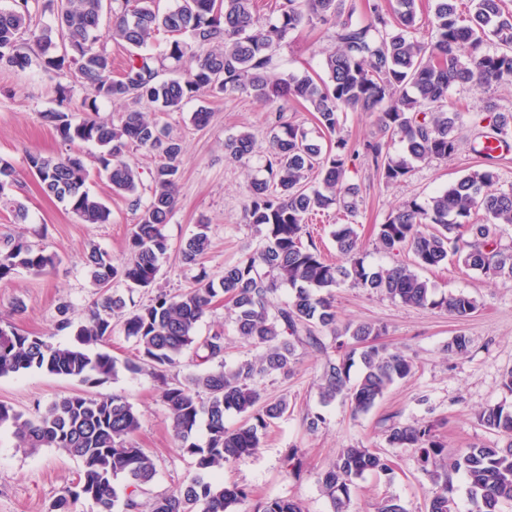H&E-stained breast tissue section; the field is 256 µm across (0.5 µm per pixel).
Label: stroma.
Masks as SVG:
<instances>
[{
    "instance_id": "1",
    "label": "stroma",
    "mask_w": 512,
    "mask_h": 512,
    "mask_svg": "<svg viewBox=\"0 0 512 512\" xmlns=\"http://www.w3.org/2000/svg\"><path fill=\"white\" fill-rule=\"evenodd\" d=\"M331 45L325 26L302 25L293 31L274 54L271 77L323 73L324 52ZM33 61L25 70L0 69V157L16 171L8 190L10 198L22 203L25 219H16L11 207L0 205V242L24 237L58 256L53 269L35 275L20 269L0 282V324H12L19 332L70 343L74 336L56 328V307L68 303L74 320H81L96 299L84 257L90 247L107 251L115 267L130 259L128 238L139 212L130 197L113 194L106 174L100 173L97 144L64 142L41 119L55 109L60 89L72 86L74 103L86 92L73 87L70 77H54L44 71L36 46H29ZM210 112L206 126L193 122L199 110ZM272 104L246 93L221 97L203 96L184 102L176 112L148 107L146 117L171 135L182 139L185 153L178 182L177 202L163 228L169 249L160 260L153 290L131 293L142 304L154 292L177 293L191 287L199 271L213 280L242 255L258 247L261 237L244 217L246 186L251 179L265 177L269 148V119ZM448 109L460 113L465 138L457 154L447 160L414 163L408 177L398 183L385 182L370 161L361 156L363 142L383 138L375 114L350 110L342 116V134L355 155L348 163L349 182L361 188L358 226L367 267H389L412 262L408 251L387 254L375 243L376 228L389 213L404 203L424 201L460 178L494 164L502 186L512 185V153L487 161L473 152L491 129L481 122L485 112H512V84L490 89L455 85L448 90ZM242 133L255 138L254 151L246 162L226 158L224 143ZM384 139V138H383ZM79 153L91 172L88 188L111 211L106 224H86L62 203L46 195L28 169V156L38 153L58 156ZM206 225L210 245L201 266L182 263V244ZM440 293H465L477 308L467 317L456 318L439 309L407 306L366 288L342 285L333 291L341 324L373 322L383 328L379 341L404 352L415 363L408 378L392 385L368 413L352 415L347 404H322L316 389L325 355L298 349L297 360L288 372H275L259 383L268 401L287 399L290 408L264 431L259 448L241 463L225 465L218 479L244 488L250 500L291 498L305 512H331L322 494L320 476L339 449L364 446L390 457L389 475H364L358 481L353 512H375L381 499L393 497L407 512H428L436 487L421 470L412 448H394L386 440L385 420L404 424L438 422L437 434L448 450L473 444L503 445L502 434L486 427L479 413L486 407H512V393L501 385L512 370V280L491 278L451 261L425 271ZM220 329L226 336L224 364L232 367L254 359L257 348L240 340L223 303H215L201 319L199 335ZM465 335L468 350L450 354L446 345L456 335ZM71 394L118 395L138 413L140 428L135 439L153 456L157 475L149 496L167 494L194 472L192 457L176 449L172 421L162 399V387L150 376L120 372L114 380L93 387L78 379L29 369L0 378V403L25 417L34 418L55 400ZM318 412L325 423L317 432L307 431L304 418ZM297 450L301 461L294 473H286L285 459ZM79 462L56 448L31 452L18 447L11 426L0 427V512H47L63 487L75 479Z\"/></svg>"
}]
</instances>
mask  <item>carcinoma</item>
<instances>
[{
    "label": "carcinoma",
    "mask_w": 512,
    "mask_h": 512,
    "mask_svg": "<svg viewBox=\"0 0 512 512\" xmlns=\"http://www.w3.org/2000/svg\"><path fill=\"white\" fill-rule=\"evenodd\" d=\"M456 2L435 0L427 36L417 24V0H388L385 5L365 0L360 20L353 19L356 6L351 0H279L273 22L261 20L254 0H180L165 12L159 11L156 0H113L110 38L134 49L117 78L109 54L96 47L103 0H12L10 8L0 9V68L30 66L23 46L32 42L45 70L62 75L74 65L76 80L94 97L128 103L116 123L77 121L71 91L64 89L59 108L41 113V118L66 142L96 143L101 148L97 163L112 192L135 196L134 206L141 209L129 236L131 259L122 269L97 247L86 255L101 300L85 321L74 325L70 305L57 306V327L75 330V343L61 346L0 326V377L30 368L92 385H102L122 370L152 376L163 385V402L180 449L195 457V471L186 483L143 503L138 497L148 493L157 469L133 440L139 416L122 397L75 394L53 402L34 419L0 404V426L11 425L21 446L31 451L59 448L81 463L49 512H78L84 503L96 512H235L248 494L216 481L215 475L224 464L250 457L260 446V431L288 411L285 399L263 400L257 381L289 370L298 347L325 353L323 333L348 337L326 357L318 393L321 402L339 400L355 416L369 412L391 385L415 370L411 358L377 343L381 332L376 325L338 327L331 289L349 282L406 305L441 308L461 318L476 309L475 300L464 293L437 295L416 269L435 268L453 258L487 276L512 279V254L504 253L498 240L499 228L512 225V189L497 187L499 176L491 168L459 179L423 203L408 202L378 225L379 248L408 249L413 255L409 265L365 267L358 225L352 222L359 191L346 178L352 154L341 135L342 112H374L383 132L404 143V154L397 158L379 141L362 144L363 156L385 182L396 183L408 176L412 163L446 160L458 152L460 114L447 111L451 86L485 89L512 83V10L505 8V0H471L473 11L463 19ZM46 10L57 14V29L38 27L36 17ZM304 22L332 25L334 48L325 55V76L290 74L271 81L268 70L276 48ZM161 30L175 39L156 56L146 48ZM489 41L495 50L485 49ZM58 42L66 51L50 54ZM169 66L181 69L185 78L160 79ZM235 92L266 102L302 101L317 125L336 140L322 148L303 127L285 121L284 107H277L267 176L250 182L245 205L246 222L262 236V244L224 268L217 282L203 271L192 288L173 295L161 291L146 304H127L111 291L112 282L121 279L130 292L154 287L159 258L168 250L163 227L176 205L183 154L180 141L162 138L138 105L146 101L176 111L188 98ZM484 120L497 134L512 128L511 112H490ZM131 147L160 157L144 205L136 196L138 172L124 159ZM253 148L250 133L224 143L225 155L233 161L248 158ZM28 165L44 193L64 203L82 222L108 223L111 211L88 190L90 171L81 157L31 154ZM331 207L349 218L332 232L339 253L334 263L322 257L313 241L303 243L309 216ZM208 248L207 226L200 224L181 248L183 262L199 264ZM56 260L57 254L44 247L11 238L0 251V281L19 269L43 274ZM282 286L292 290V298L275 307L270 295ZM219 298L230 305L237 335L261 349L258 357L228 370L223 362L224 331L202 338L197 334L199 322ZM114 317L121 319L125 336L137 346L138 355L132 359L88 352L89 346L112 334ZM191 346L199 364L216 361L217 367L168 382L166 373L179 367ZM356 364L360 373L353 380L350 370ZM230 411L243 423L227 426ZM479 419L507 436V445L474 444L450 454L432 423L388 426L389 444L416 449L422 470L438 486L429 512H456L453 476L459 473L466 479L475 512H499L501 503L512 502V411L493 406ZM201 424L206 429L202 444L193 440ZM392 471L391 459L379 452L342 448L321 475L320 485L332 512H350L358 479ZM250 512L303 509L295 500L274 498L255 503Z\"/></svg>",
    "instance_id": "obj_1"
}]
</instances>
